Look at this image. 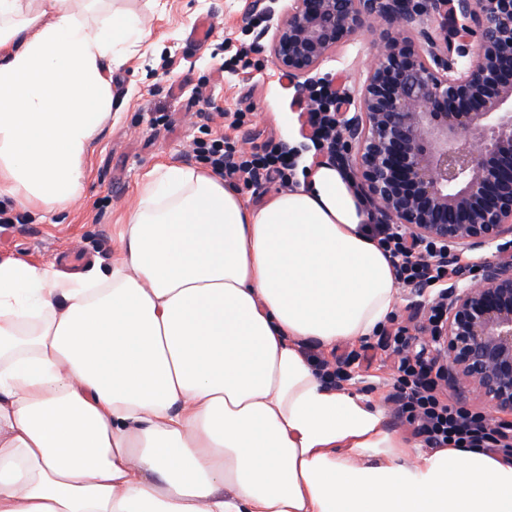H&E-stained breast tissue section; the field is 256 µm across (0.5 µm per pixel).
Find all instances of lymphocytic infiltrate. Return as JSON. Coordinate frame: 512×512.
<instances>
[{"label":"lymphocytic infiltrate","mask_w":512,"mask_h":512,"mask_svg":"<svg viewBox=\"0 0 512 512\" xmlns=\"http://www.w3.org/2000/svg\"><path fill=\"white\" fill-rule=\"evenodd\" d=\"M309 108L311 141L326 151L336 142V94L314 87ZM192 152L206 167L233 186L257 191L272 187L284 190L293 185L296 162L283 144L273 140L237 145L230 137L197 139ZM371 231L389 254L401 284L444 285L449 273L459 272L458 258L443 259L431 246L409 247L403 231L374 220ZM444 318L440 304L431 305L418 334L408 326H397L392 335L391 352L395 357L394 394L399 414L412 428L413 436L423 438L432 449L484 448L512 457V422L493 423L479 411L445 398L439 389L441 366L436 355L419 344V333H436Z\"/></svg>","instance_id":"obj_1"}]
</instances>
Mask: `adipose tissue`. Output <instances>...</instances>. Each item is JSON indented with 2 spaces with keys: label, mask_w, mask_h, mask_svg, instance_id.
<instances>
[{
  "label": "adipose tissue",
  "mask_w": 512,
  "mask_h": 512,
  "mask_svg": "<svg viewBox=\"0 0 512 512\" xmlns=\"http://www.w3.org/2000/svg\"><path fill=\"white\" fill-rule=\"evenodd\" d=\"M103 0H0V197L62 211L144 33ZM338 167L261 208L146 176L111 265L0 261V512H512V460L418 451L303 348L370 336L399 284Z\"/></svg>",
  "instance_id": "ef3b65f1"
}]
</instances>
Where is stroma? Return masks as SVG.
Here are the masks:
<instances>
[{"instance_id": "stroma-1", "label": "stroma", "mask_w": 512, "mask_h": 512, "mask_svg": "<svg viewBox=\"0 0 512 512\" xmlns=\"http://www.w3.org/2000/svg\"><path fill=\"white\" fill-rule=\"evenodd\" d=\"M117 6L139 17L147 35L126 65L112 73L117 103L86 158L84 196L61 213L8 202L11 221L0 224L1 259L52 263L62 272L107 267L145 174L163 163L196 167L189 151L194 139L271 138L292 144L302 161L312 158L296 90L275 62L269 41L256 37L268 21L254 10L253 0H118ZM380 28L366 21L359 35L320 67L319 77H334L350 97H358ZM243 44L251 48L247 71L216 77V69ZM201 83L224 111H249L248 122L230 129L219 117L196 118L192 89ZM163 113L170 115L171 126H151V118ZM369 341L375 346L371 360L348 362L346 386L383 409L388 429L407 432L388 400L392 363L378 349V336Z\"/></svg>"}]
</instances>
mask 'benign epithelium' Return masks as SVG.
I'll return each mask as SVG.
<instances>
[{
    "label": "benign epithelium",
    "mask_w": 512,
    "mask_h": 512,
    "mask_svg": "<svg viewBox=\"0 0 512 512\" xmlns=\"http://www.w3.org/2000/svg\"><path fill=\"white\" fill-rule=\"evenodd\" d=\"M439 20V32L423 27ZM367 19L380 33L336 162L386 224L442 246L489 252L450 283L436 355L444 380L512 412V0H294L271 53L297 90Z\"/></svg>",
    "instance_id": "7a95c632"
}]
</instances>
